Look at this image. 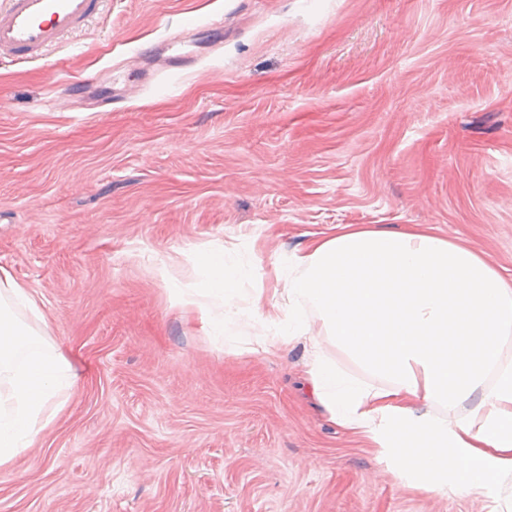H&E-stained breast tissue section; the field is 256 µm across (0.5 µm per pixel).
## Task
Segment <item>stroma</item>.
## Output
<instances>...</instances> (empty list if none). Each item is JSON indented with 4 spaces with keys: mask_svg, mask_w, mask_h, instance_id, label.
Wrapping results in <instances>:
<instances>
[{
    "mask_svg": "<svg viewBox=\"0 0 512 512\" xmlns=\"http://www.w3.org/2000/svg\"><path fill=\"white\" fill-rule=\"evenodd\" d=\"M340 224H417L512 277V0H105L0 61V267L75 374L0 512H497L409 486L311 397L302 345L210 336L158 273L247 293Z\"/></svg>",
    "mask_w": 512,
    "mask_h": 512,
    "instance_id": "1",
    "label": "stroma"
}]
</instances>
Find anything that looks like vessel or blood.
I'll return each instance as SVG.
<instances>
[{
  "label": "vessel or blood",
  "mask_w": 512,
  "mask_h": 512,
  "mask_svg": "<svg viewBox=\"0 0 512 512\" xmlns=\"http://www.w3.org/2000/svg\"><path fill=\"white\" fill-rule=\"evenodd\" d=\"M102 0H0V59L32 61L79 29Z\"/></svg>",
  "instance_id": "1"
}]
</instances>
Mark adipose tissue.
Listing matches in <instances>:
<instances>
[{"mask_svg": "<svg viewBox=\"0 0 512 512\" xmlns=\"http://www.w3.org/2000/svg\"><path fill=\"white\" fill-rule=\"evenodd\" d=\"M193 269V282L171 281V296L226 335L249 273L223 247L194 252ZM22 309L39 311L0 268V465L37 443L74 383ZM248 312L261 348L303 343L330 420L402 479L444 495L492 492L512 512V279L481 253L414 227L347 224L293 253ZM323 335L377 383L339 368Z\"/></svg>", "mask_w": 512, "mask_h": 512, "instance_id": "adipose-tissue-1", "label": "adipose tissue"}]
</instances>
